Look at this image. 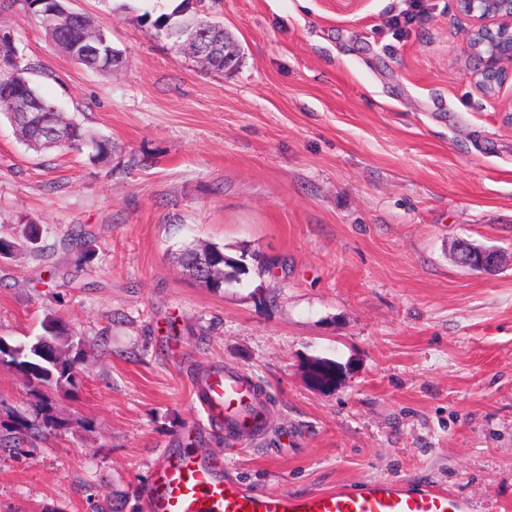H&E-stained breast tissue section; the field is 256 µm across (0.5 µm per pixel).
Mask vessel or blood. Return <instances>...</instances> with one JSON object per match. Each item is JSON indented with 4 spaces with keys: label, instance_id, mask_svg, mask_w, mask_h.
Segmentation results:
<instances>
[{
    "label": "vessel or blood",
    "instance_id": "vessel-or-blood-1",
    "mask_svg": "<svg viewBox=\"0 0 512 512\" xmlns=\"http://www.w3.org/2000/svg\"><path fill=\"white\" fill-rule=\"evenodd\" d=\"M254 383L237 371L213 367L198 373L192 393L205 425L227 435L260 431L248 407ZM146 512H468L469 503L450 491L412 487L402 481L374 482L307 493L266 492L225 477L221 457L187 448L160 449L143 490Z\"/></svg>",
    "mask_w": 512,
    "mask_h": 512
}]
</instances>
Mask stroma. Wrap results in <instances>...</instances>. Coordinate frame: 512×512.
<instances>
[{"mask_svg":"<svg viewBox=\"0 0 512 512\" xmlns=\"http://www.w3.org/2000/svg\"><path fill=\"white\" fill-rule=\"evenodd\" d=\"M180 3L74 0L107 19L110 73L0 14L41 92L113 146L105 165L37 153L0 115V336L52 315L83 354L79 386L46 396L0 363V512H142L156 451L188 447L253 489L402 480L512 512V267L452 257L460 237L512 253V125L466 76L467 19L453 0H205L242 48L214 76L153 27ZM204 243L246 264L218 292L178 259ZM211 365L265 386L262 434L204 429L190 387ZM46 413L56 429L6 446Z\"/></svg>","mask_w":512,"mask_h":512,"instance_id":"obj_1","label":"stroma"}]
</instances>
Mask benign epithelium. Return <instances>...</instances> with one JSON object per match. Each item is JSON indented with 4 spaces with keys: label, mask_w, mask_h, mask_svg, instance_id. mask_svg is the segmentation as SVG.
I'll use <instances>...</instances> for the list:
<instances>
[{
    "label": "benign epithelium",
    "mask_w": 512,
    "mask_h": 512,
    "mask_svg": "<svg viewBox=\"0 0 512 512\" xmlns=\"http://www.w3.org/2000/svg\"><path fill=\"white\" fill-rule=\"evenodd\" d=\"M457 11L467 18L466 44L469 56L467 78L483 98L499 105V111L512 124V100L502 102V86L512 78V0H455ZM15 44L12 31L0 28V69L17 63L11 52ZM224 54V65L235 66L240 46L231 38L224 42L205 41L198 56ZM457 260L464 268L494 271L504 263V254L496 248L480 249L465 238L457 240Z\"/></svg>",
    "instance_id": "benign-epithelium-1"
}]
</instances>
